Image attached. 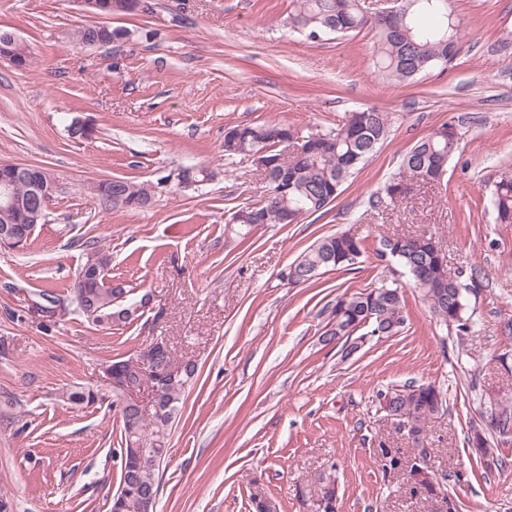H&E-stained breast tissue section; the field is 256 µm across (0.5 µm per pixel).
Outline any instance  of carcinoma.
I'll return each mask as SVG.
<instances>
[{"instance_id":"obj_1","label":"carcinoma","mask_w":512,"mask_h":512,"mask_svg":"<svg viewBox=\"0 0 512 512\" xmlns=\"http://www.w3.org/2000/svg\"><path fill=\"white\" fill-rule=\"evenodd\" d=\"M290 29L310 39L323 34L346 35L370 25L377 31L375 67L387 79L405 81L430 69L447 66L456 52L461 20L449 0H401L394 23L370 20L359 0H293L288 16ZM128 32L106 25L86 24L73 33L78 45L118 42ZM390 133L388 115L376 109L348 113L336 128L306 135L288 125H236L224 130V155L247 157L251 162L272 166L262 178L263 195L232 212L229 232L239 236L255 224H297L302 219L327 210L342 192L345 182L359 171ZM457 124L443 123L418 140L404 158L403 170L417 171L423 182L440 181L448 161L458 149ZM402 177H394L369 199L370 208L383 212L406 195ZM156 183L134 182L125 178L94 181L87 191L106 206L141 209L155 198ZM490 204L500 224H512V176L504 174L495 182ZM380 260L394 265L420 292L437 320L453 327L457 335L470 332L468 295L480 286L477 270H470L469 282L463 272L451 274L439 244L424 233L392 234L380 239ZM362 254V241L351 231H337L321 237L304 250L288 267L293 286L313 283L319 276L349 267ZM112 263L105 250L89 245L77 277L106 273ZM129 290L99 281L96 288L82 289L79 281L71 288L73 303L92 325L110 327L139 317V305L123 301ZM402 286L393 280L355 293H343L327 309L324 343L343 341L342 355L358 351L356 337L368 334L394 336L405 323ZM162 366V376L153 383L156 403L162 413L152 419L131 411L122 415L121 473L119 490L112 498L111 512H154L157 477L168 453L167 436L179 411L186 388L197 368L190 361L176 362L165 346L150 350ZM115 380L136 384L139 366L129 360L112 362ZM386 416L409 426L414 439L428 438V423L447 411L444 392L433 383L410 382L383 396ZM488 425L500 433L512 430V410L492 407ZM338 490L335 466L319 474L315 492L331 500Z\"/></svg>"}]
</instances>
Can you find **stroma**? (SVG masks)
I'll use <instances>...</instances> for the list:
<instances>
[{"instance_id":"1","label":"stroma","mask_w":512,"mask_h":512,"mask_svg":"<svg viewBox=\"0 0 512 512\" xmlns=\"http://www.w3.org/2000/svg\"><path fill=\"white\" fill-rule=\"evenodd\" d=\"M463 28L446 69L389 81L374 66L371 29L312 40L288 27L292 0H154L153 13L105 18L130 30L120 46L71 38L97 16L73 0H0V28L32 52L27 70L0 61V162L48 168L59 181L28 245L0 253V499L13 512H110L120 482L122 419L107 369L153 341L197 365L159 471L156 512H307L317 476L335 467L337 512H445L385 474L377 449L407 448L381 408L405 383L433 382L448 410L429 424L435 472L453 470L458 512H512V432L486 431L493 404H512V224L489 204L512 173V0H451ZM388 113L383 146L326 213L297 224L224 232L230 208L257 198L250 160L224 155L243 123L334 128L350 111ZM462 118L458 152L440 183L414 185L374 215L369 199L413 144ZM79 120L87 138L71 137ZM213 177L195 190L160 188L150 207L112 209L85 184L142 182L185 166ZM363 239L352 269L292 286L281 274L321 236ZM432 232L449 271L478 269L471 330L442 326L405 288L406 324L350 358L325 344V307L376 286L387 232ZM112 256L109 276L135 321L92 326L71 301L85 245ZM62 308L49 314L42 293ZM81 386L94 404L62 395ZM485 430L492 456L469 440Z\"/></svg>"}]
</instances>
